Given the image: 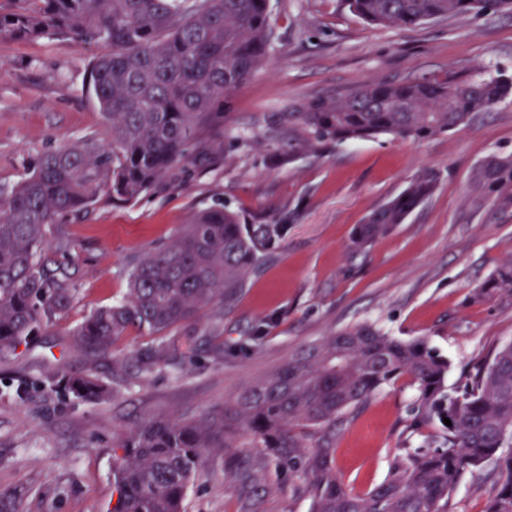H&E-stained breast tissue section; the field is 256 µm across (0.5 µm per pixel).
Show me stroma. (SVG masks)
Segmentation results:
<instances>
[{"label":"stroma","instance_id":"stroma-1","mask_svg":"<svg viewBox=\"0 0 512 512\" xmlns=\"http://www.w3.org/2000/svg\"><path fill=\"white\" fill-rule=\"evenodd\" d=\"M267 65L203 127L188 159L136 201L107 199L63 217L50 263L77 288L56 324L0 356V492L20 491L22 512H107L113 450L140 423L220 415L225 403L332 332L371 324L403 340L426 339L449 362L446 384L465 386L473 366L512 342V297L476 290L512 248V210L471 188L488 155L512 153V101L450 135L411 141L384 135L314 152L298 150L288 114L308 100L366 83L442 79L486 67L512 74V13L385 28L346 0H269ZM100 49L63 39L0 38V185L17 182L48 150L107 136L83 83ZM438 186L389 236L351 249L354 228L420 173ZM247 223L296 221L242 287L196 318L149 336H120L112 354L74 349L68 332L92 310L124 297L127 275L171 244L195 211L221 205ZM160 356L148 370L139 355ZM91 371L112 395L98 403L46 391L50 379ZM28 389L25 399L17 387ZM416 390L401 377L338 423L333 467L363 494L407 450L441 444L439 423L412 430ZM496 484L471 468L450 512H484ZM306 482L270 461L250 431L214 450L191 482L184 512H310Z\"/></svg>","mask_w":512,"mask_h":512}]
</instances>
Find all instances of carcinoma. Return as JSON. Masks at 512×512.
<instances>
[{
  "instance_id": "carcinoma-1",
  "label": "carcinoma",
  "mask_w": 512,
  "mask_h": 512,
  "mask_svg": "<svg viewBox=\"0 0 512 512\" xmlns=\"http://www.w3.org/2000/svg\"><path fill=\"white\" fill-rule=\"evenodd\" d=\"M0 10V37L66 39L108 51L93 58L86 86L111 140L44 153L14 186L0 188V354L15 350L71 306L75 289L63 267L42 260L63 216L101 196L119 203L146 193L188 157L203 125L268 63V0H11ZM362 20L416 26L430 20L512 10V0H347ZM512 97V76L481 69L463 78L367 83L345 97L310 100L288 113L298 146L391 135L421 141L468 126ZM426 171L357 225L350 246L364 250L390 234L432 193ZM474 192L512 208V155L490 154L473 171ZM286 224H248L228 207L197 211L168 247L128 274L116 305L99 307L69 332L72 344L106 354L130 330L150 335L193 320L201 307L240 284L285 234ZM512 296V250L481 287ZM448 359L424 339L402 340L372 325L325 337L256 381L220 418H155L113 455L115 504L109 512H181L186 491L214 448L233 447L248 428L269 458L312 492L311 512H448V497L469 467L489 462L497 490L485 512H512V343L450 394ZM406 376L416 387L414 424L444 425L441 446L417 448L363 495L336 476L329 438L314 450L311 433L331 429L347 411ZM88 402L110 395L99 378L70 373L47 385ZM449 419L451 425L444 424ZM23 494H0V512H20Z\"/></svg>"
}]
</instances>
